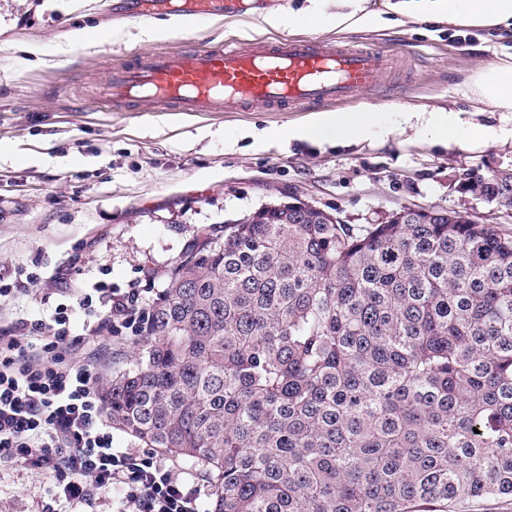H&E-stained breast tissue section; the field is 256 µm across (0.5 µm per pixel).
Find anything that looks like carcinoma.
Returning <instances> with one entry per match:
<instances>
[{
	"instance_id": "1",
	"label": "carcinoma",
	"mask_w": 512,
	"mask_h": 512,
	"mask_svg": "<svg viewBox=\"0 0 512 512\" xmlns=\"http://www.w3.org/2000/svg\"><path fill=\"white\" fill-rule=\"evenodd\" d=\"M482 196L511 203L512 172ZM150 312L106 410L201 465L211 512L512 501L511 234L264 208L201 227Z\"/></svg>"
}]
</instances>
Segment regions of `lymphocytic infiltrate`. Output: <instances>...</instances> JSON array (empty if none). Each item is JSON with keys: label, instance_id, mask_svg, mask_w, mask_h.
Segmentation results:
<instances>
[{"label": "lymphocytic infiltrate", "instance_id": "lymphocytic-infiltrate-1", "mask_svg": "<svg viewBox=\"0 0 512 512\" xmlns=\"http://www.w3.org/2000/svg\"><path fill=\"white\" fill-rule=\"evenodd\" d=\"M61 293L49 319L0 329V461L53 471V497L70 512H88L103 487L119 492L116 512H202L198 484L155 454L115 446L97 385L112 351L84 348L90 336L122 343L144 329L150 298L99 283Z\"/></svg>", "mask_w": 512, "mask_h": 512}]
</instances>
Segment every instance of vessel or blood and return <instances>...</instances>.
Instances as JSON below:
<instances>
[{
    "label": "vessel or blood",
    "mask_w": 512,
    "mask_h": 512,
    "mask_svg": "<svg viewBox=\"0 0 512 512\" xmlns=\"http://www.w3.org/2000/svg\"><path fill=\"white\" fill-rule=\"evenodd\" d=\"M246 10L245 0H184L181 10L196 24ZM383 57L321 40L259 41L242 50L201 44L158 52L140 64L114 65L103 96L116 111L158 103L169 112H246L261 105L288 111L358 98L377 86Z\"/></svg>",
    "instance_id": "1"
}]
</instances>
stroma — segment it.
<instances>
[{"instance_id":"1","label":"stroma","mask_w":512,"mask_h":512,"mask_svg":"<svg viewBox=\"0 0 512 512\" xmlns=\"http://www.w3.org/2000/svg\"><path fill=\"white\" fill-rule=\"evenodd\" d=\"M115 0H0V282L28 272L38 288L0 299V327L42 318L61 303L49 277L116 288H158L204 225L299 199L347 224H378L404 207H437L512 232V209L462 186V176L512 169V139L447 147L406 124L421 110L469 109L484 68L512 58V36L405 23L351 34L329 22L334 0L294 30L259 11L227 13L198 29L157 17L115 15ZM105 30L69 46L70 30ZM317 39L388 55L385 83L345 112H381L385 127L357 143L289 138L312 109L181 113L151 104L115 112L97 98L113 63L202 42L249 47L265 39ZM39 54H32V47ZM52 471L0 464V512H64Z\"/></svg>"}]
</instances>
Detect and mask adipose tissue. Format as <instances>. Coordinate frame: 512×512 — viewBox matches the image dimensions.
<instances>
[{
	"instance_id": "adipose-tissue-1",
	"label": "adipose tissue",
	"mask_w": 512,
	"mask_h": 512,
	"mask_svg": "<svg viewBox=\"0 0 512 512\" xmlns=\"http://www.w3.org/2000/svg\"><path fill=\"white\" fill-rule=\"evenodd\" d=\"M397 14L419 22L445 21L457 27L512 28V0H395ZM475 103L506 113L512 120V62L489 67L475 92ZM407 120L430 129L447 145L471 148L495 142V130L477 124L469 110L410 112ZM383 118L376 112H325L309 125L293 130L297 139L331 138L355 142L381 128Z\"/></svg>"
}]
</instances>
